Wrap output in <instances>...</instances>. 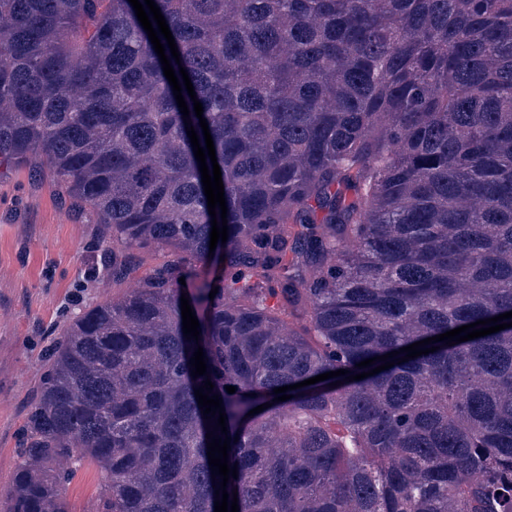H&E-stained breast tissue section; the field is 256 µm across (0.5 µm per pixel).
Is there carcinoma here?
Here are the masks:
<instances>
[{"instance_id": "obj_1", "label": "carcinoma", "mask_w": 512, "mask_h": 512, "mask_svg": "<svg viewBox=\"0 0 512 512\" xmlns=\"http://www.w3.org/2000/svg\"><path fill=\"white\" fill-rule=\"evenodd\" d=\"M154 2L222 173L212 253L129 0H0V164L101 225L112 286L168 254L47 352L7 512H70L86 464L93 512H214L212 431L239 512H512V327L273 392L512 311V0ZM103 480V473L92 465H86L76 474L67 493L72 512H87Z\"/></svg>"}]
</instances>
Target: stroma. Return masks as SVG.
Masks as SVG:
<instances>
[{
	"label": "stroma",
	"mask_w": 512,
	"mask_h": 512,
	"mask_svg": "<svg viewBox=\"0 0 512 512\" xmlns=\"http://www.w3.org/2000/svg\"><path fill=\"white\" fill-rule=\"evenodd\" d=\"M100 230L48 177L0 166V489L18 463L46 351L86 306L116 294Z\"/></svg>",
	"instance_id": "35a3bbf8"
}]
</instances>
